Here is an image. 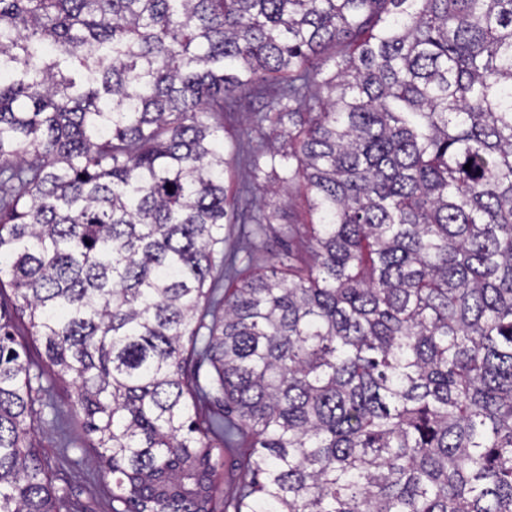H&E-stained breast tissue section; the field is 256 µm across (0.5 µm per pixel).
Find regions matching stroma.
I'll return each instance as SVG.
<instances>
[{
	"instance_id": "stroma-1",
	"label": "stroma",
	"mask_w": 512,
	"mask_h": 512,
	"mask_svg": "<svg viewBox=\"0 0 512 512\" xmlns=\"http://www.w3.org/2000/svg\"><path fill=\"white\" fill-rule=\"evenodd\" d=\"M306 244L305 234L291 236L285 224H271L267 227L264 245L247 253L243 250L237 226L228 224L224 227L225 252L237 253L240 268L251 273L268 267L282 250L302 252ZM17 330L18 343L26 349L31 362L41 366V382L50 390L52 404L42 409L34 435L50 476L70 501L79 504L82 512H111L112 478L104 473L96 460L92 437L82 414L71 407L65 386L47 368L40 338L28 333L25 325H18ZM247 459V449L225 450L215 475L218 497L236 495L245 476Z\"/></svg>"
}]
</instances>
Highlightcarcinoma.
I'll return each mask as SVG.
<instances>
[{"label": "carcinoma", "instance_id": "cac0c4a2", "mask_svg": "<svg viewBox=\"0 0 512 512\" xmlns=\"http://www.w3.org/2000/svg\"><path fill=\"white\" fill-rule=\"evenodd\" d=\"M0 186V292L112 512H215L241 434L261 480L224 512H512V0H0ZM294 196L306 256L205 288L224 225ZM31 370L0 314V512L61 500ZM247 116V112H232L224 117V128L220 129V135L224 137V153L227 157L246 155L258 140L255 132L248 133Z\"/></svg>", "mask_w": 512, "mask_h": 512}]
</instances>
